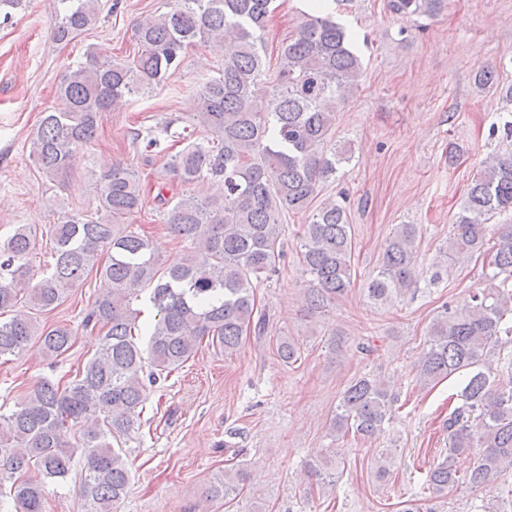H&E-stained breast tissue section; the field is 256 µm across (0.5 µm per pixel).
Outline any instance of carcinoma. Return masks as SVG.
Returning a JSON list of instances; mask_svg holds the SVG:
<instances>
[{
	"mask_svg": "<svg viewBox=\"0 0 512 512\" xmlns=\"http://www.w3.org/2000/svg\"><path fill=\"white\" fill-rule=\"evenodd\" d=\"M276 0H166V10L140 19L137 54L128 65H105L89 50L57 86L59 106L44 113L27 142L29 157L51 183L71 173L79 150L97 139L103 112L151 93L180 71L188 48L224 47L217 75L199 82L192 111L164 116L131 132L145 160L168 155L165 170L182 188L157 183L154 200L161 223L184 243L171 259L156 252L151 237L129 221L144 208L145 191L134 166L113 160L92 163L98 204L94 211L59 208L45 226L52 262L34 275L32 255L39 231L19 224L0 244V361L21 354L38 338L43 355L56 360L72 346L65 324L39 326L38 316L57 308L72 288L95 274L110 287L98 294L82 327L101 333L95 353L72 380L43 379L15 408L0 410V512H46L48 486L66 480L76 449L84 453L82 495L87 512H114L129 481L125 453L113 442L140 428L150 387L195 356L206 342L229 355L244 336L261 334L255 288L276 275L285 258L282 217L304 213L300 255L308 279L307 311L320 312L344 297L352 283V234L346 208L316 204L323 186L352 158L336 144V112L343 93L357 86L362 61L353 34L336 22L327 0H312L292 35L268 61L267 31ZM53 37L69 42L95 25L98 0H60ZM441 0H393L403 17L432 13ZM267 92L257 94L260 84ZM477 87L499 86L498 73L481 67ZM501 87V86H499ZM512 103V85L501 87ZM186 121L188 125L179 127ZM183 148L169 153L171 144ZM512 212V153L484 162L467 187L443 256L489 257L485 286L461 308L449 304L432 320L427 350L417 367L426 385L461 378V403L443 422L448 455L481 448L473 468L459 476L449 459L433 465L425 484L430 502H403L400 512H441L459 485L476 490L512 471V386L494 385L497 365L512 369V224L491 220ZM419 229L399 224L384 247L366 296L384 304L417 291L427 273L418 262ZM157 319L142 326L133 303L142 294ZM282 362L300 359L295 338L277 345ZM394 397L369 374L350 382L331 418L336 434L373 439L384 430ZM75 442L64 440L67 431ZM394 457L381 453L374 470L386 479ZM338 463L323 456L309 465L319 483L335 478ZM247 481L237 465L206 488L212 501L237 496ZM497 502L476 512H512V484L503 480Z\"/></svg>",
	"mask_w": 512,
	"mask_h": 512,
	"instance_id": "cac0c4a2",
	"label": "carcinoma"
}]
</instances>
